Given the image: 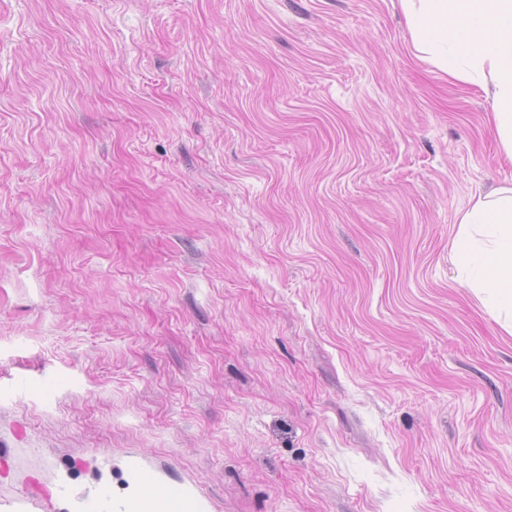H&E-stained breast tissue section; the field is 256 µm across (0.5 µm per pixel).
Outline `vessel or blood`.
Listing matches in <instances>:
<instances>
[{
  "instance_id": "b4317fda",
  "label": "vessel or blood",
  "mask_w": 512,
  "mask_h": 512,
  "mask_svg": "<svg viewBox=\"0 0 512 512\" xmlns=\"http://www.w3.org/2000/svg\"><path fill=\"white\" fill-rule=\"evenodd\" d=\"M133 492L115 500V512H204L205 503L190 487L164 482L138 458L127 465Z\"/></svg>"
}]
</instances>
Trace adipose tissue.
I'll use <instances>...</instances> for the list:
<instances>
[{"label":"adipose tissue","mask_w":512,"mask_h":512,"mask_svg":"<svg viewBox=\"0 0 512 512\" xmlns=\"http://www.w3.org/2000/svg\"><path fill=\"white\" fill-rule=\"evenodd\" d=\"M418 58L453 82L480 86L512 163V0H401ZM463 283L512 333V184L475 193L456 217Z\"/></svg>","instance_id":"1"}]
</instances>
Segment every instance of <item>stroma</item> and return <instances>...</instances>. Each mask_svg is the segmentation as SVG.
<instances>
[{
	"label": "stroma",
	"mask_w": 512,
	"mask_h": 512,
	"mask_svg": "<svg viewBox=\"0 0 512 512\" xmlns=\"http://www.w3.org/2000/svg\"><path fill=\"white\" fill-rule=\"evenodd\" d=\"M489 110L400 0H0V512H512ZM455 224L463 283L512 334V184L475 193ZM133 492L113 502L115 512H204L202 498L190 487L164 482L136 457L128 460Z\"/></svg>",
	"instance_id": "1"
}]
</instances>
